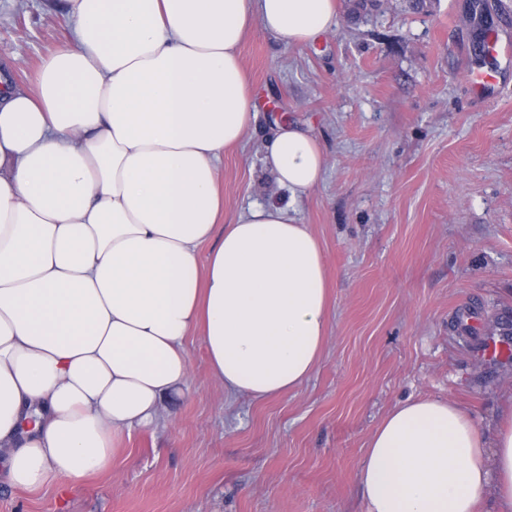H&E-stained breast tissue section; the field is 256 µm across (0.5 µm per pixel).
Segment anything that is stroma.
<instances>
[{
  "mask_svg": "<svg viewBox=\"0 0 512 512\" xmlns=\"http://www.w3.org/2000/svg\"><path fill=\"white\" fill-rule=\"evenodd\" d=\"M380 0L315 46L253 26L241 47L259 125L285 112L325 145L323 181L297 208L319 239L329 326L311 378L275 399L232 396L186 340L188 387L159 425L123 434L109 471L25 492L0 482V512H365L357 475L381 419L411 398L455 399L493 432L512 395V68L495 98L466 72L483 25L512 42V0ZM59 0H0V70L34 89L69 42ZM227 151L224 222L288 192L261 162L263 135Z\"/></svg>",
  "mask_w": 512,
  "mask_h": 512,
  "instance_id": "35a3bbf8",
  "label": "stroma"
}]
</instances>
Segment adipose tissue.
<instances>
[{
  "label": "adipose tissue",
  "mask_w": 512,
  "mask_h": 512,
  "mask_svg": "<svg viewBox=\"0 0 512 512\" xmlns=\"http://www.w3.org/2000/svg\"><path fill=\"white\" fill-rule=\"evenodd\" d=\"M71 40L34 91L0 84V476L35 492L108 470L117 439L185 390L188 336L231 395L282 396L328 325L319 240L294 210L322 181L311 128L273 118L262 163L289 193L220 225L225 149L258 112L239 47L339 21L333 0H66ZM206 260H199L201 247ZM366 512H512V399L397 404L358 472Z\"/></svg>",
  "instance_id": "adipose-tissue-1"
}]
</instances>
